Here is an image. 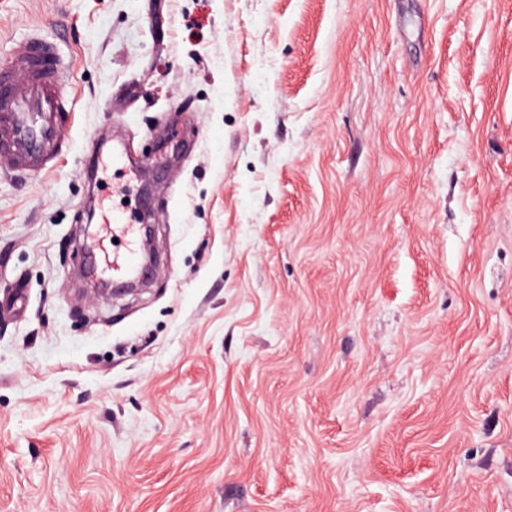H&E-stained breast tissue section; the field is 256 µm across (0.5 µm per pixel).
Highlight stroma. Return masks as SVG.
Wrapping results in <instances>:
<instances>
[{"instance_id": "1", "label": "stroma", "mask_w": 512, "mask_h": 512, "mask_svg": "<svg viewBox=\"0 0 512 512\" xmlns=\"http://www.w3.org/2000/svg\"><path fill=\"white\" fill-rule=\"evenodd\" d=\"M36 29L0 512H512V0H0V64ZM115 209L156 264L104 299ZM68 66L58 44L32 35L0 66V170L26 173L38 160L47 164L60 141L57 118L73 111L61 95Z\"/></svg>"}]
</instances>
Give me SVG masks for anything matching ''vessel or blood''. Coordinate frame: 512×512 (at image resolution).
I'll return each instance as SVG.
<instances>
[{
	"label": "vessel or blood",
	"mask_w": 512,
	"mask_h": 512,
	"mask_svg": "<svg viewBox=\"0 0 512 512\" xmlns=\"http://www.w3.org/2000/svg\"><path fill=\"white\" fill-rule=\"evenodd\" d=\"M67 77L58 44L41 35L0 65V169L25 173L32 161L49 163L60 140L57 119L72 109L61 94Z\"/></svg>",
	"instance_id": "1"
}]
</instances>
